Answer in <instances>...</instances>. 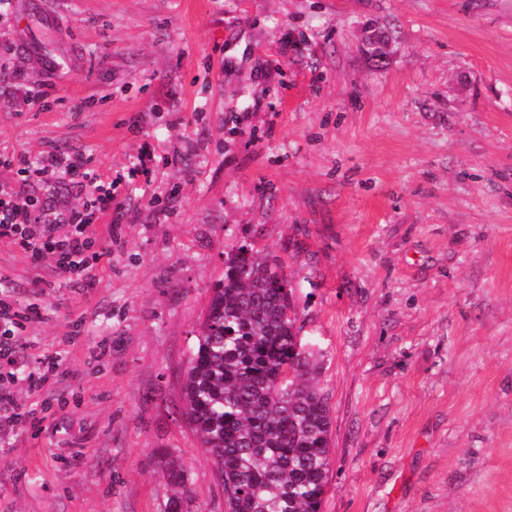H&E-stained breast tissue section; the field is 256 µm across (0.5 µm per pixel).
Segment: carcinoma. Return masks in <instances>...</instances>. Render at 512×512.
Masks as SVG:
<instances>
[{
  "mask_svg": "<svg viewBox=\"0 0 512 512\" xmlns=\"http://www.w3.org/2000/svg\"><path fill=\"white\" fill-rule=\"evenodd\" d=\"M296 320L279 259L224 252L183 382V418L216 466L224 512H321L332 418Z\"/></svg>",
  "mask_w": 512,
  "mask_h": 512,
  "instance_id": "obj_1",
  "label": "carcinoma"
}]
</instances>
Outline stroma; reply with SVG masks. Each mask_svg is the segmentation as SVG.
Returning <instances> with one entry per match:
<instances>
[{"label":"stroma","instance_id":"1","mask_svg":"<svg viewBox=\"0 0 512 512\" xmlns=\"http://www.w3.org/2000/svg\"><path fill=\"white\" fill-rule=\"evenodd\" d=\"M0 67V189L53 224L112 192L89 281L0 237L40 311L0 387L44 411L0 421V512H167L168 457L224 512L182 382L243 244L319 352L321 512H512V0H7ZM78 166L68 157L60 153H50L43 157L41 171L45 174H71L77 172Z\"/></svg>","mask_w":512,"mask_h":512}]
</instances>
